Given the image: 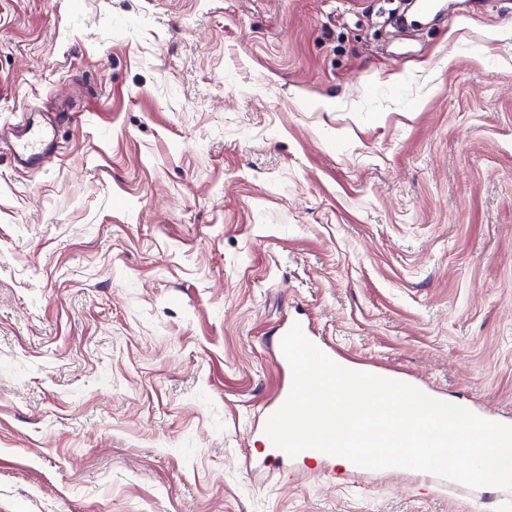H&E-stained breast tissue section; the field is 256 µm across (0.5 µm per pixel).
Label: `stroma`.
Wrapping results in <instances>:
<instances>
[{"label": "stroma", "instance_id": "1", "mask_svg": "<svg viewBox=\"0 0 512 512\" xmlns=\"http://www.w3.org/2000/svg\"><path fill=\"white\" fill-rule=\"evenodd\" d=\"M0 0V512H512L403 470L271 474L303 309L342 362L512 424V0ZM38 110L22 112L17 121L19 135L10 144V156L27 167L44 165L55 150V130L52 125L37 121ZM296 322L301 325L306 337L336 362V350L324 340L317 339L314 328L309 321L300 318L288 321V318H286L273 331L272 335L273 337L276 336L275 343L277 347V356L274 359V363L280 373H283L284 375L286 373L288 374V381L281 382L273 395L263 403L261 410L258 412L257 423L254 424L250 435L251 438H253L257 434L258 439H256V442L263 447L259 449H261L262 452H265L266 450L269 451V456H273L274 460L291 457L285 451L277 448L273 444L272 440L265 433V426L270 416H272L285 403L292 387L293 374L291 367L281 350V341Z\"/></svg>", "mask_w": 512, "mask_h": 512}]
</instances>
